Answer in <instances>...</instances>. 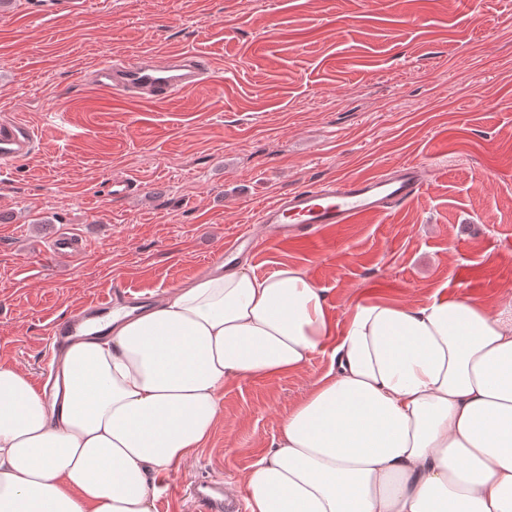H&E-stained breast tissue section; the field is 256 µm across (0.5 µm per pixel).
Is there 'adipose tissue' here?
I'll use <instances>...</instances> for the list:
<instances>
[{
    "label": "adipose tissue",
    "mask_w": 512,
    "mask_h": 512,
    "mask_svg": "<svg viewBox=\"0 0 512 512\" xmlns=\"http://www.w3.org/2000/svg\"><path fill=\"white\" fill-rule=\"evenodd\" d=\"M65 351L52 397L0 364V512H155L233 380L328 372L235 485L244 512H512V300L363 301L296 266L174 288Z\"/></svg>",
    "instance_id": "1"
}]
</instances>
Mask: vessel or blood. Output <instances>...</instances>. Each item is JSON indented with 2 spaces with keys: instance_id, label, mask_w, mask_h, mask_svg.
<instances>
[{
  "instance_id": "vessel-or-blood-1",
  "label": "vessel or blood",
  "mask_w": 512,
  "mask_h": 512,
  "mask_svg": "<svg viewBox=\"0 0 512 512\" xmlns=\"http://www.w3.org/2000/svg\"><path fill=\"white\" fill-rule=\"evenodd\" d=\"M211 78L205 60L189 51L164 57L142 54L114 55L89 68L90 88L115 96H133L142 101L163 104L201 88ZM37 143V132L21 118L0 121V170L26 159ZM425 182L424 168L415 162H399L381 172L346 180L329 179L287 193L265 203L258 212V222L267 238L279 243L313 239L327 226L349 224L356 218L381 213L387 207L412 200ZM258 240L249 231L237 233L224 247V257L254 252ZM85 248L81 239L57 235L51 251L60 258L79 254ZM113 298L91 303L78 312L54 320L48 341L59 350L77 339L94 320L114 308ZM193 499L198 512H224V488L217 479L195 482Z\"/></svg>"
}]
</instances>
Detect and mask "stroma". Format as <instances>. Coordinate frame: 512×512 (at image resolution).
Wrapping results in <instances>:
<instances>
[{
  "mask_svg": "<svg viewBox=\"0 0 512 512\" xmlns=\"http://www.w3.org/2000/svg\"><path fill=\"white\" fill-rule=\"evenodd\" d=\"M0 7V117L38 143L0 173V363L38 378L57 316L114 285L167 293L275 195L413 161V200L315 242L243 255L302 268L343 325L356 302L435 294L512 299V0H70L59 15ZM190 50L216 73L162 105L91 93L85 62ZM131 179L130 198L111 193ZM83 236L77 258L49 249ZM330 367L224 387L202 448L163 480L156 512H193L204 476L232 481Z\"/></svg>",
  "mask_w": 512,
  "mask_h": 512,
  "instance_id": "35a3bbf8",
  "label": "stroma"
}]
</instances>
